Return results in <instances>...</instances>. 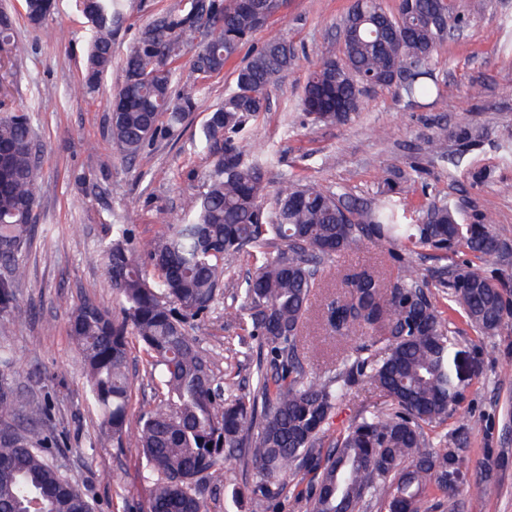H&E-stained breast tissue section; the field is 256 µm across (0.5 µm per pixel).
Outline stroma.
<instances>
[{"mask_svg": "<svg viewBox=\"0 0 512 512\" xmlns=\"http://www.w3.org/2000/svg\"><path fill=\"white\" fill-rule=\"evenodd\" d=\"M178 0H128L127 19L112 39L113 63L96 92H88L82 71L89 29L76 0H56L41 27L28 24L23 0H0L13 16L14 35L27 51L18 59L0 55V109L30 117L41 145V174L36 185L35 231L19 259L17 300L29 313L25 323L0 314V376L21 398L46 403L39 420L19 417V431L36 429L57 438L48 462L87 494L94 512H146L148 487L142 479L139 450L116 447L100 427L90 384L69 335L71 310L91 300L118 312L120 300L104 263L89 257L112 238V227L130 231L129 246L143 256L167 224L184 218L191 201L207 189L213 159L203 150L202 129L210 112L234 84L241 58L212 76L186 122L135 160L123 158L109 135L107 101L124 80L122 61L138 30ZM351 0H285L282 10L255 40L283 36L296 50V62L269 89L270 110L249 121L239 138L245 154L271 152L266 170V208H273L284 181L309 179L348 200L377 202L386 182L398 183L412 206L453 199L464 216L479 214L512 243V0H454L466 24L440 45L432 68L439 91L426 105L407 104L395 89L376 87L363 96V109L344 125L312 121L299 107L309 72L326 49L341 50L338 30ZM471 122L482 133L469 150L450 141V127ZM488 168L489 180L473 182L474 170ZM462 255L442 256L421 248L399 263L372 245L358 246L334 261L349 272L382 267L388 273L410 271L436 286L440 274ZM254 260L240 253L231 262L233 283L219 296L211 316L193 334L209 361L216 383L231 378L251 387L259 359L257 342L245 338L225 316L235 285L244 282ZM455 342L449 361L457 372L461 400L447 421L425 427L430 441L446 437L460 480L454 493L431 492L419 512H512V306L501 327L483 335L453 315ZM300 352L308 373L320 375L332 353L350 348L326 327L309 322ZM133 395L130 431L156 402L146 355L132 346ZM387 399L368 383L355 385L338 406L327 431L335 437L364 414L385 410ZM249 478L242 464L223 467L220 483L204 495L207 512H249Z\"/></svg>", "mask_w": 512, "mask_h": 512, "instance_id": "stroma-1", "label": "stroma"}]
</instances>
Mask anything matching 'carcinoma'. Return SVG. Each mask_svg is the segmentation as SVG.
<instances>
[{"mask_svg":"<svg viewBox=\"0 0 512 512\" xmlns=\"http://www.w3.org/2000/svg\"><path fill=\"white\" fill-rule=\"evenodd\" d=\"M249 0H196L146 24L122 62L124 81L113 94L112 142L128 159L138 157L160 131L182 124L205 81L224 70L240 48L267 24L263 9ZM126 0H80L91 26L84 84L98 85L112 68V36L126 17ZM461 18L450 0H400L387 10L381 0H355L340 38L345 60L326 50L306 79L300 106L319 123H346L362 107V77L395 84L417 104L438 91L430 66L437 48ZM203 31L200 85L172 94L174 63L181 48ZM15 57L25 48L15 40L6 10L0 11V50ZM295 64L293 45L283 37L256 47L235 71L234 87L211 112L218 125L205 124L208 143H223L207 191L192 202L181 224L146 248L143 265L127 247L129 230L103 250L119 315L90 300L72 310L69 332L90 380L102 426L122 445L129 437L132 399L130 340L142 346L156 382L158 403L141 418L134 447L145 459L147 512H205L207 485L222 477L221 461L243 460L251 479L250 512H270V503L288 488L290 474H310L299 491L305 512H417L422 496L448 492V451L431 446L424 427L441 424L461 397L448 352L453 336L422 285L410 275L387 277L363 269L341 281L324 263L367 242L384 250L399 247L456 252L471 259L448 270L439 286L476 331L501 326L505 296L512 285L486 275L485 266L507 260L493 225L466 220L451 201H432L420 220L401 201L394 183L370 207L345 204L317 183L291 180L275 200V218L264 208L268 156L251 158L236 139L247 121L269 112L268 89ZM451 136L474 145L470 123ZM36 136L25 112L0 117V263L11 265L27 250L34 228L35 189L40 162ZM279 244L274 258L267 248ZM253 249L255 268L228 315L249 336L259 337L269 365L258 363L257 383L246 391L234 382H215L210 363L190 335L191 322L215 308L226 259ZM318 288H332L321 320L342 339L368 338L354 355L332 360L323 376L308 375L299 349ZM0 310L22 322L15 279H0ZM366 380L392 402L382 416H361L321 448L325 426L338 403ZM23 411L37 420L45 407L20 400L0 379V512H93L85 494L43 458L49 438L20 434L11 425Z\"/></svg>","mask_w":512,"mask_h":512,"instance_id":"carcinoma-1","label":"carcinoma"}]
</instances>
